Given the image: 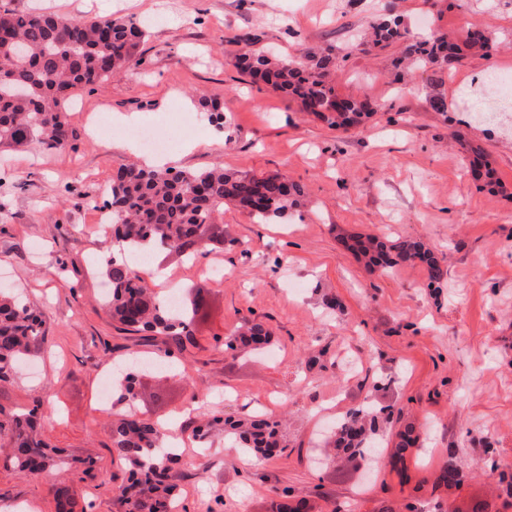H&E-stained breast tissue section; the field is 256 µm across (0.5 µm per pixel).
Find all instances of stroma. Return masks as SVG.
Returning a JSON list of instances; mask_svg holds the SVG:
<instances>
[{"instance_id": "stroma-1", "label": "stroma", "mask_w": 512, "mask_h": 512, "mask_svg": "<svg viewBox=\"0 0 512 512\" xmlns=\"http://www.w3.org/2000/svg\"><path fill=\"white\" fill-rule=\"evenodd\" d=\"M69 19L148 21L139 62L68 106L74 149L49 156L38 145L0 149V286L42 313L47 342L14 377L0 382V413L40 399V432L70 465L30 477L0 446V512H56L51 486L65 483L86 512H124L116 487L125 464L112 454L120 405L100 399L104 370L162 354V338L118 328L101 307L103 263L112 238L95 228L96 205L118 167L137 159L124 115H174L194 134L172 155L179 170L222 161L247 175L280 172L306 189L305 204L277 224H258L226 206L224 249L200 266L153 256L201 298L195 344L168 369L142 374L140 417L160 422L182 445L179 500L187 512H268L275 493L306 499L311 512H397L431 506L448 452L464 468L496 463L512 472V123L486 75L512 72V0H12ZM401 15L416 33L464 39L485 29L494 54L467 55L452 69L398 74L400 50L357 46L380 15ZM331 46L340 55L341 96H368L375 116L347 131L329 127L294 100L252 82L235 64L240 50L299 57ZM446 111H436L433 98ZM224 112L208 122L202 102ZM108 111L112 134L85 124ZM489 156L486 186L470 149ZM417 239L448 268L440 294L420 265L370 272L346 252V235ZM223 267L220 280L205 266ZM273 332L263 352L225 350L243 319ZM365 403L385 406L381 447L369 469L317 463V441L336 418ZM263 413L281 423L286 446L244 466L223 425L198 436L212 413ZM426 424L407 456V480L387 446L405 424Z\"/></svg>"}]
</instances>
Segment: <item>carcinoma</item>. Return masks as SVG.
Segmentation results:
<instances>
[{
    "label": "carcinoma",
    "mask_w": 512,
    "mask_h": 512,
    "mask_svg": "<svg viewBox=\"0 0 512 512\" xmlns=\"http://www.w3.org/2000/svg\"><path fill=\"white\" fill-rule=\"evenodd\" d=\"M148 34L144 23L97 17L71 20L54 13L17 10L0 0V147L34 141L49 154L72 148L78 137L66 120V106L77 92L102 88L111 76L136 63V53ZM488 37L467 35L464 46L486 49ZM370 43L380 49L405 44V58L416 67L428 64L452 68L463 58L462 47L443 36H410L397 14L387 13L372 26ZM332 47L310 51L305 58L279 57L247 49L236 57L240 72L297 101L331 127L359 124L377 112L367 97L340 98L330 80L336 69ZM303 187L279 174L248 176L224 170L216 162L196 170L152 168L122 164L112 177L104 208L117 242L145 253L156 250L198 258L224 246L219 219L231 204L249 212L258 222L282 219L299 208ZM343 246L368 268L387 270L400 264H419L428 285L447 279L448 269L420 241L358 236ZM105 276L110 294L104 307L112 320L130 332H147L183 350L194 343L195 316L200 304L173 311L157 300L149 283L127 260L108 259ZM271 333L261 322L244 321L241 329L225 339L253 350L270 343ZM40 315L18 296L0 292V381L13 375L16 365L45 344ZM121 373V400L132 404L137 396L134 373L140 366L117 368ZM38 406L0 418V435L12 444L10 461L29 475L46 473L61 464L57 453L37 431ZM384 409L367 404L349 410L336 423L329 447L340 448L354 463L377 458L373 437L375 423ZM278 424L267 419L224 420V432L238 448L262 458L281 448ZM415 426L407 424L397 434L393 465L404 464L405 452L415 445ZM112 452L128 467L120 489L125 512H170L178 504L177 450L160 445V429L129 409L112 421ZM462 470L457 456L448 454L436 485L459 487ZM434 512H501L487 500H475L467 510H447L434 504Z\"/></svg>",
    "instance_id": "1"
}]
</instances>
